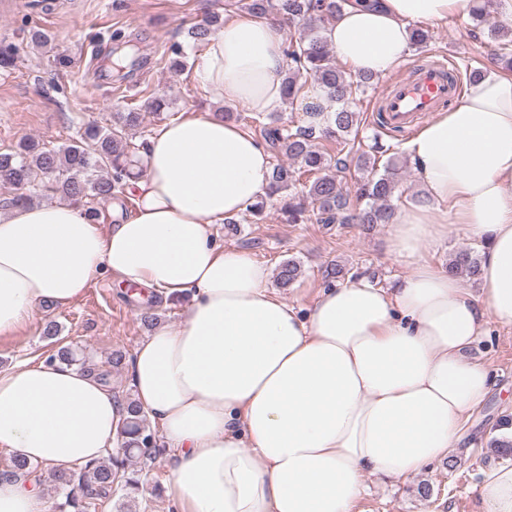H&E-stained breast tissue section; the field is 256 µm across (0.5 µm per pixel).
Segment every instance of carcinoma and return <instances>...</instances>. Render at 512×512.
Segmentation results:
<instances>
[{
    "label": "carcinoma",
    "mask_w": 512,
    "mask_h": 512,
    "mask_svg": "<svg viewBox=\"0 0 512 512\" xmlns=\"http://www.w3.org/2000/svg\"><path fill=\"white\" fill-rule=\"evenodd\" d=\"M348 3L349 0H246L244 3L253 16L278 14L295 27L285 50L288 76L283 81L284 100L291 106L299 101L305 87L301 82L304 77L311 79L336 104L334 111L326 113L319 131L312 126L292 130L284 125H264L263 139L269 149L282 152L293 161L291 165L273 166L267 196L290 192L301 185L307 188L306 197L311 200L313 215L320 224H387L393 215L389 201L397 187L395 158H389L383 168H378L375 153L381 146L377 142L358 154L357 168L365 172L360 195L367 203L353 207L337 179V172L347 168V158L332 157L313 143L318 137L346 148L349 154L354 150L355 143L348 136L358 126L359 113L351 104L366 92L370 76L354 77L340 70L324 37L326 24ZM493 13L494 0H481L472 17L477 25L488 26L491 38L497 43V61L512 71V29L491 22ZM221 26L219 16L213 15L204 24L191 27L189 35L194 43L205 44ZM141 122L142 113L137 109L114 112L112 124H89L68 145L54 147L26 140L13 152L0 153V185L14 191L13 197L0 205L15 208L31 204L42 193L58 195L86 207L88 217L97 218L94 202L114 197L132 176L136 160L129 133ZM311 175L314 176L311 183L303 182V178ZM281 211L287 223L298 224L305 208L290 195L283 201ZM448 273L476 278L480 275L479 259L471 250L458 251L449 259ZM301 274L300 264L288 260L279 266L276 281L286 288ZM128 413L120 439L122 457L55 474V480L64 490L59 512H96L99 501L109 496L113 486L119 483L123 484L126 495L135 493L138 481L125 474L126 461L141 455V450L150 445L154 446L156 455L162 448L157 446L158 437L149 429L146 415L132 399L128 400Z\"/></svg>",
    "instance_id": "carcinoma-1"
}]
</instances>
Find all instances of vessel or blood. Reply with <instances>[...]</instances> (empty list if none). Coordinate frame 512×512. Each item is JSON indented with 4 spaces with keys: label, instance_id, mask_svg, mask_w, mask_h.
Listing matches in <instances>:
<instances>
[{
    "label": "vessel or blood",
    "instance_id": "1",
    "mask_svg": "<svg viewBox=\"0 0 512 512\" xmlns=\"http://www.w3.org/2000/svg\"><path fill=\"white\" fill-rule=\"evenodd\" d=\"M461 95L459 80L451 78L447 63L432 61L387 86L382 96V120L389 127H403L417 116L455 102Z\"/></svg>",
    "mask_w": 512,
    "mask_h": 512
}]
</instances>
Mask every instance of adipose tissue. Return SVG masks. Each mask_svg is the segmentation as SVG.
Segmentation results:
<instances>
[{
	"label": "adipose tissue",
	"mask_w": 512,
	"mask_h": 512,
	"mask_svg": "<svg viewBox=\"0 0 512 512\" xmlns=\"http://www.w3.org/2000/svg\"><path fill=\"white\" fill-rule=\"evenodd\" d=\"M475 0H354L326 31L359 73L400 66L415 23L468 15ZM285 35L271 16L211 35L196 74L214 99L267 114L282 102ZM425 201L396 209L391 251L409 269L388 287L361 276L301 308L269 268L213 225L264 196L272 158L222 113L177 118L141 151L134 209L105 226L49 201L0 217V336L37 308L65 307L104 273L163 298L182 322L136 348L128 371L173 461L179 512H354L366 475L399 481L447 457L492 379L466 350L488 323L512 327V76L468 82L403 145ZM466 231L482 245L473 293L428 261ZM127 403L99 373L29 361L0 372V450L71 470L119 451ZM484 512H512V465L479 487ZM0 512H45L33 479L0 478Z\"/></svg>",
	"instance_id": "1"
}]
</instances>
